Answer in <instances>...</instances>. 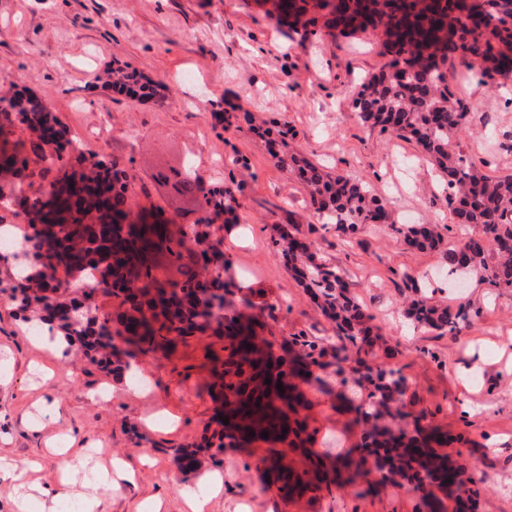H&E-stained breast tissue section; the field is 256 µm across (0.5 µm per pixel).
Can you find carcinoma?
Masks as SVG:
<instances>
[{"mask_svg":"<svg viewBox=\"0 0 512 512\" xmlns=\"http://www.w3.org/2000/svg\"><path fill=\"white\" fill-rule=\"evenodd\" d=\"M280 21L291 20L306 35L323 26L340 34L357 30L377 32L383 39L388 63L363 79L352 106L360 119L381 131L396 132L415 140L442 176L448 178L454 223L480 230L479 238L445 241L434 224H400L370 188L354 179L334 174L283 148L292 129H261L249 114L243 121L263 138L277 164L289 169L308 189L321 224H333L342 234H353L366 224H388L411 248L442 253L448 275L461 269L491 280L499 288H512V176L491 177L465 161L452 140L466 117L464 104L454 98L448 83L435 74L427 59L442 52L459 55L467 65L478 63L488 72L512 71V25L498 16L512 14V0H271ZM19 124L39 133L33 152L52 175L48 189L24 197L22 206L32 220L23 241L27 249L15 251L12 260L30 269V277L14 281L10 297L24 310L39 311L64 331L66 350L73 348L101 365L123 362L135 353L166 351L207 329L223 341L222 371L212 384V394L222 397L223 410L214 415L211 435L203 446L177 448L174 460L184 472L198 468V454L226 448L267 446L261 459L270 483L283 498L314 491L323 481L321 461L304 446L309 422L301 414L304 398L296 380L311 374L310 367L332 353L336 363L358 355L365 372L357 382L367 388L368 403L356 409V421L369 425L359 457L339 460L337 477L355 482L369 470V458L388 468L389 481L402 480L407 490L420 494L431 506L432 488L466 471L450 464L442 451L445 440L433 432L408 435L386 423L394 404L404 394L400 374L385 366L373 367L369 341L374 316L350 291V284L333 266L317 260L314 242L286 232L275 241L288 260V271L305 288L321 313L335 327L341 345L329 348L296 337L295 354L269 355L258 345L254 321L235 322L221 314L228 284L224 283L221 242L199 239L196 225L160 230L169 223L159 211H135L129 204L131 182L115 161L104 157L87 171L81 151L46 153L48 144L68 138L48 107L34 97L17 95L0 110V167L27 169L28 155L10 143L11 127ZM236 200L231 188H199L201 224H213L231 214ZM193 238L197 249L186 250ZM494 247L497 261L488 265L485 243ZM166 257L184 269L183 281L169 285L160 280L157 259ZM92 269L99 273L81 289L91 301L101 291L117 300L115 315H94L91 307L66 297L68 285L56 277ZM407 314L421 328L439 335L457 336L471 320L463 305L451 309L432 302L417 281H411ZM124 337L129 346L117 350L113 337ZM271 383H265V379ZM282 389H277V383ZM228 424H223V419ZM255 436H249V433ZM268 437H261V433ZM303 457L300 467L284 464L288 452Z\"/></svg>","mask_w":512,"mask_h":512,"instance_id":"cac0c4a2","label":"carcinoma"}]
</instances>
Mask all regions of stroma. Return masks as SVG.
<instances>
[{"label": "stroma", "mask_w": 512, "mask_h": 512, "mask_svg": "<svg viewBox=\"0 0 512 512\" xmlns=\"http://www.w3.org/2000/svg\"><path fill=\"white\" fill-rule=\"evenodd\" d=\"M144 74L160 99L144 102L112 90L113 62ZM377 35L317 34L278 23L258 0H0V98L26 91L39 97L85 155L107 156L135 187L134 209H159L179 219L151 175L161 163L194 162L212 187L232 186L238 221L210 225L223 243L226 314L256 319L274 354L291 351L293 337L327 343L332 324L287 272L274 241L279 228L300 232L318 257L337 267L374 316V363L398 370L405 417L416 416L448 436L454 460L475 473L478 512H512V288L471 277L450 287L440 253L409 248L385 226H363L351 237L318 224L309 193L268 154L248 128L223 127L214 112L234 107L262 126L288 122L291 149L332 172L366 183L396 223L451 224L448 188L414 141L364 125L351 99L362 78L386 63ZM448 83L467 108L455 140L466 161L492 177L512 175V73L484 75L456 56ZM230 157L222 179L209 159ZM427 286L433 303L476 310L455 337L415 327L406 317L404 279ZM27 314L0 293V349L11 381L0 387V460H34L31 493L49 512H68L60 498L59 457L50 443L73 438L78 457L71 477L119 459L134 482L98 490V512H145L161 499L164 512H186L182 489L203 472L224 475V493L210 512H425L417 494L372 474L352 485L281 499L261 463L265 447L228 448L181 472L171 454L209 434L217 407L208 392L222 344L199 334L170 354L143 356L146 391L76 353L61 355L26 328ZM482 361L473 372L474 361ZM317 453L336 447L359 453L365 427L334 364L313 368L301 383ZM57 403L54 417L44 404Z\"/></svg>", "instance_id": "stroma-1"}]
</instances>
